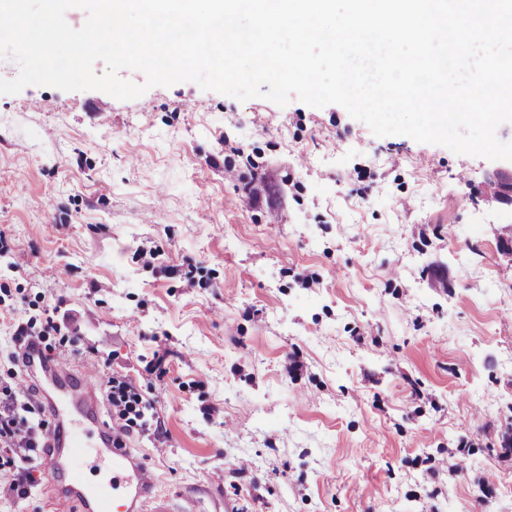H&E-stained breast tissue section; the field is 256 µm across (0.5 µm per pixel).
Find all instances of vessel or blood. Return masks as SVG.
I'll use <instances>...</instances> for the list:
<instances>
[{"instance_id":"vessel-or-blood-1","label":"vessel or blood","mask_w":512,"mask_h":512,"mask_svg":"<svg viewBox=\"0 0 512 512\" xmlns=\"http://www.w3.org/2000/svg\"><path fill=\"white\" fill-rule=\"evenodd\" d=\"M24 371L43 381L38 397L55 421L48 435L45 463L50 482H59L81 498L86 512H149L154 478L144 463L124 448L117 433L100 421L101 388L89 376L64 363L44 364L30 349Z\"/></svg>"}]
</instances>
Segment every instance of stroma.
<instances>
[{"mask_svg": "<svg viewBox=\"0 0 512 512\" xmlns=\"http://www.w3.org/2000/svg\"><path fill=\"white\" fill-rule=\"evenodd\" d=\"M494 161L195 83L0 96L14 320L134 395L171 512H512V206ZM35 486L0 512H84Z\"/></svg>", "mask_w": 512, "mask_h": 512, "instance_id": "obj_1", "label": "stroma"}]
</instances>
